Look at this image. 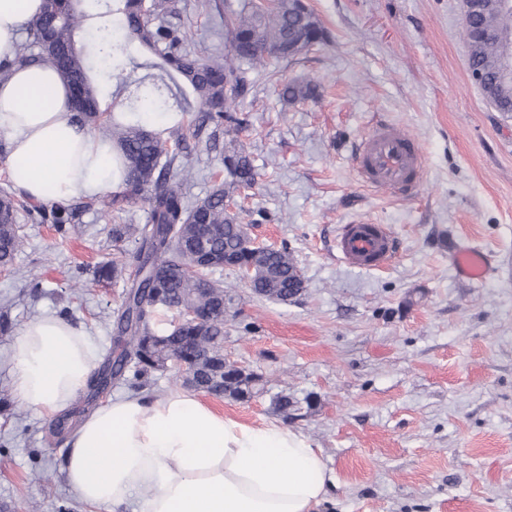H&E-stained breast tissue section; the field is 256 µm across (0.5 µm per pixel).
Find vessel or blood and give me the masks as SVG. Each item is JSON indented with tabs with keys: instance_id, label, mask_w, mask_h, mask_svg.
I'll list each match as a JSON object with an SVG mask.
<instances>
[{
	"instance_id": "1",
	"label": "vessel or blood",
	"mask_w": 512,
	"mask_h": 512,
	"mask_svg": "<svg viewBox=\"0 0 512 512\" xmlns=\"http://www.w3.org/2000/svg\"><path fill=\"white\" fill-rule=\"evenodd\" d=\"M354 165L363 185L411 196L424 182L426 157L415 138L379 124L362 137ZM336 252L352 267L377 270L395 259L398 247L387 225L357 223L342 226ZM452 262L460 276L472 281L485 280L491 273L488 254L475 248L459 249Z\"/></svg>"
}]
</instances>
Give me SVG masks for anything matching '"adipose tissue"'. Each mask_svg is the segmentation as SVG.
<instances>
[{
    "mask_svg": "<svg viewBox=\"0 0 512 512\" xmlns=\"http://www.w3.org/2000/svg\"><path fill=\"white\" fill-rule=\"evenodd\" d=\"M43 0H0V60L13 58ZM70 90L50 68H14L0 81V136L8 175L36 203L64 205L116 189L112 145L69 118ZM15 400L52 416L95 367L91 343L56 317L25 323L9 356ZM66 477L78 497L109 512H319L332 481L318 448L279 424L250 427L196 394L126 395L86 417L70 438Z\"/></svg>",
    "mask_w": 512,
    "mask_h": 512,
    "instance_id": "adipose-tissue-1",
    "label": "adipose tissue"
}]
</instances>
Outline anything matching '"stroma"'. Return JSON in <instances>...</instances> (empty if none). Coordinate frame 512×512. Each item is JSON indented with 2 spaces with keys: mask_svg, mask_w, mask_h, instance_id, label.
I'll return each instance as SVG.
<instances>
[{
  "mask_svg": "<svg viewBox=\"0 0 512 512\" xmlns=\"http://www.w3.org/2000/svg\"><path fill=\"white\" fill-rule=\"evenodd\" d=\"M322 43L252 74L239 108L241 139L260 178L235 210L252 233L286 246L304 280L299 296L253 294L233 271L214 272L232 300L224 355L262 375L248 402L206 397L225 417L259 427L276 421L272 398L298 401L289 428L320 450L336 482L324 512H512V113L495 111L472 80L461 0H308ZM305 80L313 97L289 104L268 72ZM388 123L416 138L424 183L404 196L363 187L353 157L363 135ZM185 191L205 196L221 169L204 144L184 155ZM389 225L400 253L387 268L360 271L336 256L341 225ZM25 238L0 304L14 327L67 315L98 362L114 351L122 283L94 281L101 262L132 240H112V220L75 211L60 238L37 212L20 209ZM484 249L496 276L473 282L451 266L457 248ZM175 374L134 378L47 417L16 405L0 415V505L28 512H95L65 479L79 422L112 398L178 390ZM41 471L45 480H34Z\"/></svg>",
  "mask_w": 512,
  "mask_h": 512,
  "instance_id": "stroma-1",
  "label": "stroma"
}]
</instances>
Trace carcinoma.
<instances>
[{
	"instance_id": "carcinoma-1",
	"label": "carcinoma",
	"mask_w": 512,
	"mask_h": 512,
	"mask_svg": "<svg viewBox=\"0 0 512 512\" xmlns=\"http://www.w3.org/2000/svg\"><path fill=\"white\" fill-rule=\"evenodd\" d=\"M297 2L274 0L265 7L256 0H241L237 10L227 13L223 0H196L197 11L220 19L218 31L224 34L225 47L246 64L242 74L235 76L225 57L197 54L185 47L180 30L167 21L177 10L173 0H112V14L119 16L124 35L110 41V28L99 27L101 62L112 68L115 92L124 100L147 102L177 115L163 130L119 121L100 111L99 87L75 42L76 31L88 17V0H43L41 12L27 23V37L17 45L13 63L57 68L80 103L72 118L93 124L102 138L112 141L128 167L124 184L112 191L110 199L94 198L87 206L99 205L103 214L114 219L122 218L139 200L149 206L147 223L112 228L115 240L132 238L138 244L137 267L115 321L122 350L103 367L98 386L104 388L128 372L135 379L145 378L180 362L194 379L191 389L200 394L247 402L261 390L260 376L224 358V296L228 291L209 275L224 268V254L230 253L236 264L254 266L260 294L280 302L300 277L285 246L258 257L245 250L240 217L228 209V203L241 190L253 187L258 177L240 139L244 120L237 117L239 102L252 90L250 71L265 66L270 58H294L297 53L289 51L291 45L322 32L316 15L299 8ZM504 27H512V13L491 11L463 27L469 65L481 71L489 84L497 83L498 77L490 67L496 46L488 33ZM131 44L159 62L134 61L128 55ZM11 64L0 63V80L10 75ZM274 88L286 103L300 102L313 93L311 84L302 80H278ZM207 127L211 128L205 141L208 151L221 148L219 137H224L223 167L212 189L191 200L182 190L191 176L182 157L189 141L200 140ZM20 207L13 194L0 191V269L13 270L24 247L17 222ZM125 274V263L115 257L98 266L94 280L117 282ZM155 293L168 298L165 310L179 313L192 308L204 320L186 322L163 339H154L152 316L159 309L153 302ZM272 404L286 420L295 401L278 394Z\"/></svg>"
}]
</instances>
